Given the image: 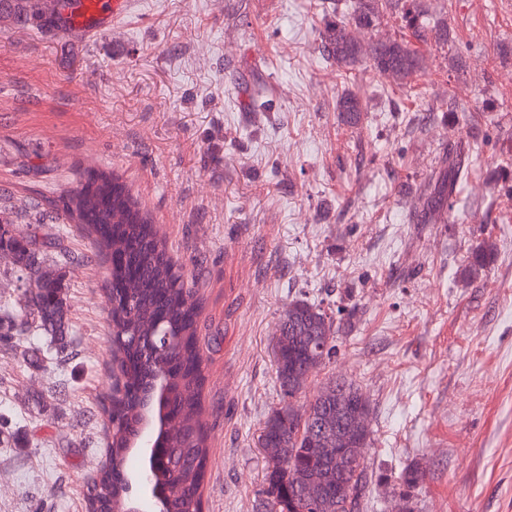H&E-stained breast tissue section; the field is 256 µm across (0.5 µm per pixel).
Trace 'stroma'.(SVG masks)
I'll list each match as a JSON object with an SVG mask.
<instances>
[{
  "label": "stroma",
  "instance_id": "stroma-1",
  "mask_svg": "<svg viewBox=\"0 0 512 512\" xmlns=\"http://www.w3.org/2000/svg\"><path fill=\"white\" fill-rule=\"evenodd\" d=\"M429 33L410 88L321 49L336 0H133L112 33L0 17V208L88 174L118 176L199 304L208 454L202 512H264L259 436L286 406L273 347L302 299L352 310L296 404L355 381L372 404L370 474L417 464V512H512V0H407ZM365 105L344 124V90ZM263 91L273 107L254 112ZM462 106L441 111L448 98ZM484 143L453 205L413 223L450 143ZM71 257L67 352L23 313L0 257V512H86L105 460L112 342L107 265L77 224H43ZM496 253L472 272L485 241Z\"/></svg>",
  "mask_w": 512,
  "mask_h": 512
}]
</instances>
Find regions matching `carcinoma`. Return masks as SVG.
<instances>
[{"label":"carcinoma","mask_w":512,"mask_h":512,"mask_svg":"<svg viewBox=\"0 0 512 512\" xmlns=\"http://www.w3.org/2000/svg\"><path fill=\"white\" fill-rule=\"evenodd\" d=\"M393 0H350V17L324 20L321 48L324 56L341 67L352 68L368 59L379 73L402 83L413 80L422 57L406 39L379 40L365 48L353 29L370 28L381 16L379 5ZM337 111L353 125L360 123L365 107L356 93L347 90L337 102ZM471 144L449 148L448 167L438 171L434 189L420 197L425 215L452 197L457 183L469 174ZM38 218L56 224L83 225L94 237L99 255L109 262L108 284L112 289L109 312L112 343L125 353L126 392L103 408L108 431L106 471L88 488V512L106 507L125 512L127 494L120 473L131 454L130 442L140 423L158 435L164 434V416L169 425L168 447L177 450L178 475L161 460L151 470L152 481L163 487L168 512H201L199 486L207 454V435L201 423L199 391L202 358L197 349L198 304L187 287L181 265L155 233L119 178L98 172L67 194L33 202ZM497 250L485 242L473 257L472 269L489 263ZM47 245L31 232H20L13 223L0 221V254L25 272L22 294L26 320L18 335L34 324L44 334L64 336L68 329L67 303L63 293L66 271L46 264ZM341 324L320 306L305 300L288 305L275 343L277 379L284 396L293 376L308 367H318L336 354ZM371 404L351 380H336L300 411L293 404L272 413L263 427L262 448L268 459L269 498L266 512H294L302 494L310 498L308 512H363L370 494L371 478L364 449L370 435L351 441L349 448L332 446L317 430L322 421H341L352 432L369 421ZM423 481L419 468L408 465L399 475L380 479L390 489L394 512H413L409 490Z\"/></svg>","instance_id":"carcinoma-1"}]
</instances>
